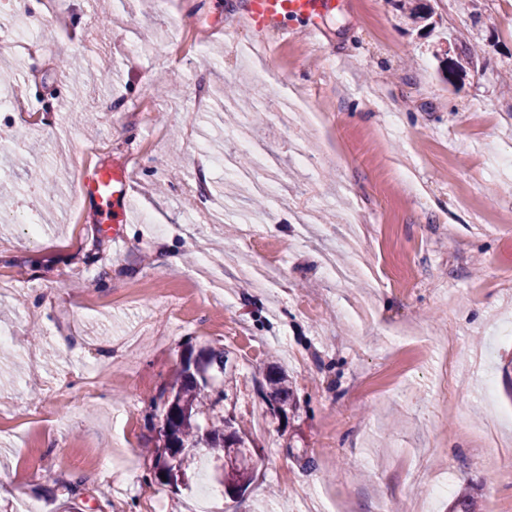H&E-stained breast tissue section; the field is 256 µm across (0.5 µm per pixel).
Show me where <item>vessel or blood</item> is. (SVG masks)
Listing matches in <instances>:
<instances>
[{
	"instance_id": "1",
	"label": "vessel or blood",
	"mask_w": 512,
	"mask_h": 512,
	"mask_svg": "<svg viewBox=\"0 0 512 512\" xmlns=\"http://www.w3.org/2000/svg\"><path fill=\"white\" fill-rule=\"evenodd\" d=\"M336 11V0H246L245 19L257 33L290 34L291 23H299L303 34L319 37V23ZM132 174L127 163L100 166L83 178L81 193L99 206L100 229L111 242L114 252L126 246L122 225L131 223L133 211Z\"/></svg>"
}]
</instances>
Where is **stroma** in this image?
<instances>
[{
    "label": "stroma",
    "instance_id": "1",
    "mask_svg": "<svg viewBox=\"0 0 512 512\" xmlns=\"http://www.w3.org/2000/svg\"><path fill=\"white\" fill-rule=\"evenodd\" d=\"M244 2L34 0L35 50L0 54L23 106L0 120V512H58L75 481L82 512H195L201 480L147 483L144 451V407L189 340L235 359L257 463L211 512H448L460 487L512 512V168L496 164L512 0H430L429 27L391 0H337L317 47L254 33ZM186 15L197 41L176 63ZM444 41L480 56L443 75ZM200 147L220 166L198 172ZM113 161L136 214L118 255L79 193ZM29 168L55 201L33 197ZM272 362L297 403L277 422L259 394Z\"/></svg>",
    "mask_w": 512,
    "mask_h": 512
}]
</instances>
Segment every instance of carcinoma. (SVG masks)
<instances>
[{
  "label": "carcinoma",
  "mask_w": 512,
  "mask_h": 512,
  "mask_svg": "<svg viewBox=\"0 0 512 512\" xmlns=\"http://www.w3.org/2000/svg\"><path fill=\"white\" fill-rule=\"evenodd\" d=\"M397 7L412 22L429 17L425 0H397ZM237 389L236 366L230 351L188 342L173 377L163 384L150 402L149 419L154 432L150 449L149 480L174 491L190 487L191 465L198 452L206 449L213 462L212 477L230 496L250 486L254 467H222L232 456L246 457L249 434L243 417L224 415L221 401ZM260 394L270 413L288 417L296 408L286 372L271 367L260 385ZM450 512H480L475 498L461 489Z\"/></svg>",
  "instance_id": "1"
}]
</instances>
